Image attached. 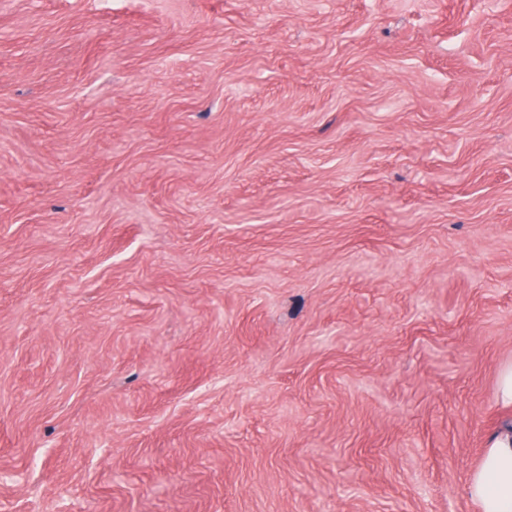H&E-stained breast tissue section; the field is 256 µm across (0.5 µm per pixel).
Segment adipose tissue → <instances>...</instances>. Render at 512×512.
Returning <instances> with one entry per match:
<instances>
[{
    "label": "adipose tissue",
    "mask_w": 512,
    "mask_h": 512,
    "mask_svg": "<svg viewBox=\"0 0 512 512\" xmlns=\"http://www.w3.org/2000/svg\"><path fill=\"white\" fill-rule=\"evenodd\" d=\"M467 492L481 512H512V425L489 435L480 465L471 472Z\"/></svg>",
    "instance_id": "adipose-tissue-1"
}]
</instances>
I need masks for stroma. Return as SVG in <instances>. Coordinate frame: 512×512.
Here are the masks:
<instances>
[{
  "instance_id": "stroma-1",
  "label": "stroma",
  "mask_w": 512,
  "mask_h": 512,
  "mask_svg": "<svg viewBox=\"0 0 512 512\" xmlns=\"http://www.w3.org/2000/svg\"><path fill=\"white\" fill-rule=\"evenodd\" d=\"M510 360L512 0H0V512H480Z\"/></svg>"
}]
</instances>
